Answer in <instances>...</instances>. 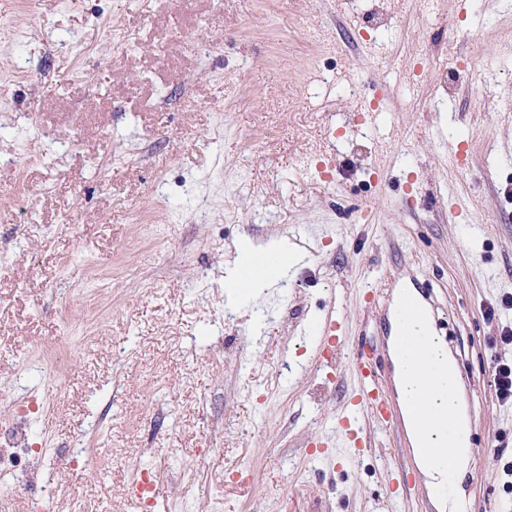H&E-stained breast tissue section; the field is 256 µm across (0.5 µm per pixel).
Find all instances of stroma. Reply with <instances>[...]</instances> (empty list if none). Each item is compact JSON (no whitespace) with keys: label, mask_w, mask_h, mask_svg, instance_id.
Instances as JSON below:
<instances>
[{"label":"stroma","mask_w":512,"mask_h":512,"mask_svg":"<svg viewBox=\"0 0 512 512\" xmlns=\"http://www.w3.org/2000/svg\"><path fill=\"white\" fill-rule=\"evenodd\" d=\"M472 2L0 0V422L40 406L11 512H153L145 471L166 512H435L422 475L388 493L415 461L370 415L367 454L313 450L415 281L477 421L467 512H512V0ZM313 69L357 94L298 96ZM257 246L269 288L227 287ZM491 376L499 400L512 403V358L497 357L491 366Z\"/></svg>","instance_id":"stroma-1"}]
</instances>
